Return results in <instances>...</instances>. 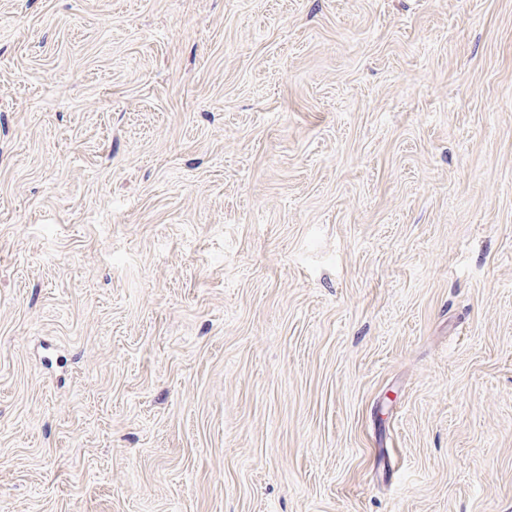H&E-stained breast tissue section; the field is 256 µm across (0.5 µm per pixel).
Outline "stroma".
I'll return each instance as SVG.
<instances>
[{
	"instance_id": "obj_1",
	"label": "stroma",
	"mask_w": 512,
	"mask_h": 512,
	"mask_svg": "<svg viewBox=\"0 0 512 512\" xmlns=\"http://www.w3.org/2000/svg\"><path fill=\"white\" fill-rule=\"evenodd\" d=\"M0 512H512V0H0Z\"/></svg>"
}]
</instances>
